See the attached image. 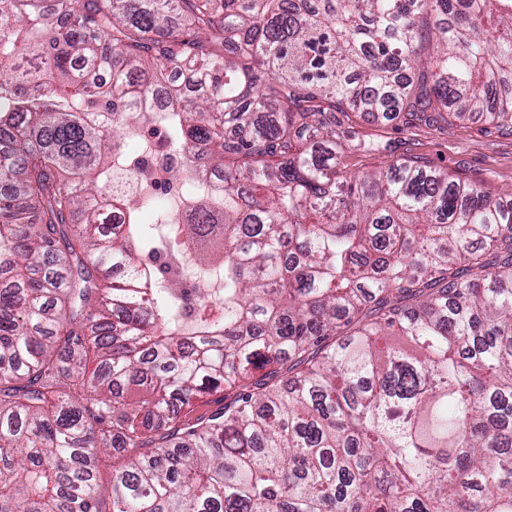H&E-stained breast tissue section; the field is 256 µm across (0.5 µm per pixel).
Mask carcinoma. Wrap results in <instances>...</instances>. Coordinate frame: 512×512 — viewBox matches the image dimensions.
<instances>
[{
    "instance_id": "1",
    "label": "carcinoma",
    "mask_w": 512,
    "mask_h": 512,
    "mask_svg": "<svg viewBox=\"0 0 512 512\" xmlns=\"http://www.w3.org/2000/svg\"><path fill=\"white\" fill-rule=\"evenodd\" d=\"M159 95L190 317L109 186ZM338 107L512 135V0H0V512H512V192Z\"/></svg>"
}]
</instances>
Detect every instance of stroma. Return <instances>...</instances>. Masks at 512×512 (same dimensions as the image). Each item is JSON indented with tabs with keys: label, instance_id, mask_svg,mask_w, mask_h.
Instances as JSON below:
<instances>
[{
	"label": "stroma",
	"instance_id": "35a3bbf8",
	"mask_svg": "<svg viewBox=\"0 0 512 512\" xmlns=\"http://www.w3.org/2000/svg\"><path fill=\"white\" fill-rule=\"evenodd\" d=\"M341 121L343 131L383 146L379 152H345L343 159L352 171L375 172L396 159L420 156L434 167L483 182L491 192L512 187V135L482 121L458 122L445 129L423 125L407 129L395 120L363 112L342 115Z\"/></svg>",
	"mask_w": 512,
	"mask_h": 512
}]
</instances>
